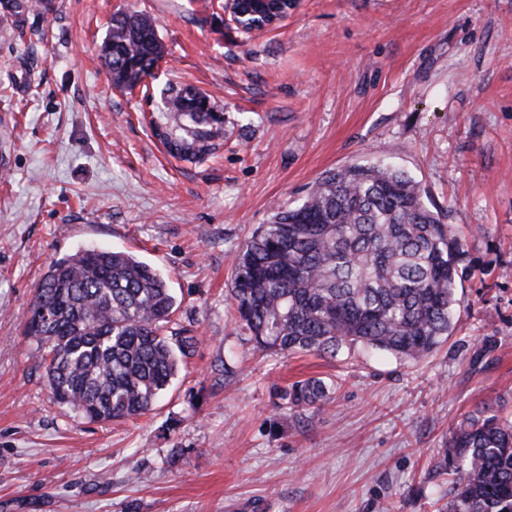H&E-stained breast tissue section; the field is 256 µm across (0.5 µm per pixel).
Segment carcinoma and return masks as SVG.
<instances>
[{"mask_svg":"<svg viewBox=\"0 0 512 512\" xmlns=\"http://www.w3.org/2000/svg\"><path fill=\"white\" fill-rule=\"evenodd\" d=\"M53 0H0V19L48 14ZM164 56L153 18L112 16L101 61L115 86L133 89ZM164 105L192 126H155L167 151L202 158L223 120L211 98L185 84ZM467 242L426 204L406 172L354 164L325 172L294 207L275 208L233 264L229 296L252 341L280 353L335 357L355 346L420 362L448 341ZM166 278L136 256L84 248L53 261L36 286L24 335L52 399L83 418L148 414L198 342L175 328ZM325 381L285 391L292 409L318 411ZM451 466L446 512H512V421L486 404L443 449Z\"/></svg>","mask_w":512,"mask_h":512,"instance_id":"carcinoma-1","label":"carcinoma"}]
</instances>
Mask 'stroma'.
Segmentation results:
<instances>
[{
    "label": "stroma",
    "mask_w": 512,
    "mask_h": 512,
    "mask_svg": "<svg viewBox=\"0 0 512 512\" xmlns=\"http://www.w3.org/2000/svg\"><path fill=\"white\" fill-rule=\"evenodd\" d=\"M144 11L165 55L116 88L107 21ZM0 23V512H437L461 421L512 412V0H300L277 28L224 0H55ZM224 117L215 155L171 157L160 90ZM384 163L467 241L446 343L411 363L260 350L227 293L274 206L324 172ZM124 250L157 267L200 339L149 414L88 421L52 401L23 325L52 261ZM331 386L317 412L289 384Z\"/></svg>",
    "instance_id": "1"
}]
</instances>
